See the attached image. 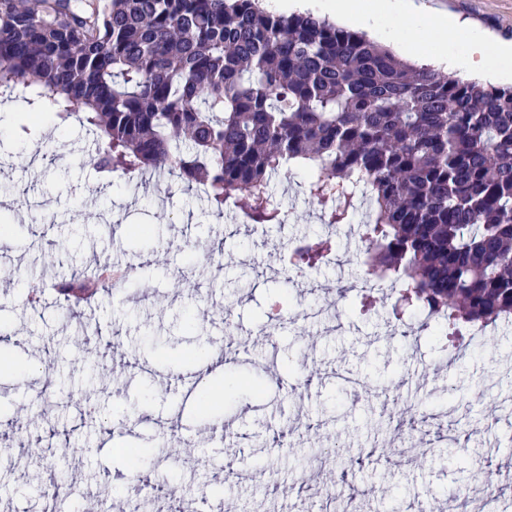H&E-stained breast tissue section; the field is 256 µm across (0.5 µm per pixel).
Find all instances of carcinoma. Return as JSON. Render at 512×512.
Returning <instances> with one entry per match:
<instances>
[{"label":"carcinoma","instance_id":"carcinoma-1","mask_svg":"<svg viewBox=\"0 0 512 512\" xmlns=\"http://www.w3.org/2000/svg\"><path fill=\"white\" fill-rule=\"evenodd\" d=\"M259 0H0V98L50 104L95 132L89 164L159 169L280 224L273 173L309 170L324 223L370 201L366 280L448 326L451 346L512 318V86L396 57L366 33ZM331 250L308 239L293 266ZM62 316L112 263L55 279Z\"/></svg>","mask_w":512,"mask_h":512}]
</instances>
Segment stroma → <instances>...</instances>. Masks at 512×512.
Masks as SVG:
<instances>
[{"label":"stroma","instance_id":"35a3bbf8","mask_svg":"<svg viewBox=\"0 0 512 512\" xmlns=\"http://www.w3.org/2000/svg\"><path fill=\"white\" fill-rule=\"evenodd\" d=\"M414 3L512 43V0ZM369 36L388 47L398 39L418 45L415 61L442 62L443 38L414 21L399 35ZM11 106L0 113V216L14 226L0 244V333L11 334L16 363L38 361L46 349L53 367L28 375L0 367V512H40L45 493L77 512H121L125 488L108 499L100 488L127 467L118 449L129 441L145 450L137 470L158 488L224 499L226 512H455L460 493L482 499L476 468L495 475L512 465V324L487 329L452 360L422 318L395 321L393 298L360 313L362 216L326 227L305 192L306 169L271 180L284 224H248L232 210L216 215L201 188L164 172L136 191L119 176L103 180L86 162L95 142L78 121L24 134L17 122L29 105ZM135 224L165 240L148 269L134 270L139 287L109 289L83 321L63 322L54 280L29 247V226L47 228L60 265L81 272L148 252L150 238L129 232ZM326 232L335 263L292 281L280 262L289 239ZM217 239L219 256L211 253ZM33 277L42 284L35 311L23 286ZM94 335L120 337L122 358L97 356ZM189 352L216 359L209 384L247 375L262 393L243 388L216 411H198L193 395L173 385L199 370L185 361ZM92 362L108 405L103 429L81 400ZM51 427L69 442L47 449L54 467L39 470L27 452ZM282 431L289 447L274 444ZM448 432L458 439L453 457ZM173 443L193 451L196 468L172 456L155 465ZM334 452L361 460L349 480L322 465ZM230 461L237 476L228 484Z\"/></svg>","mask_w":512,"mask_h":512}]
</instances>
